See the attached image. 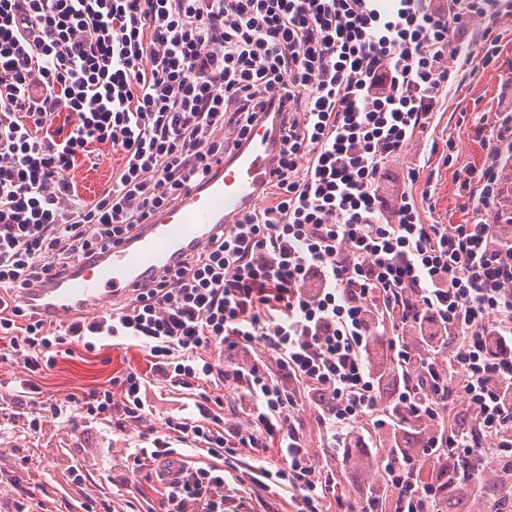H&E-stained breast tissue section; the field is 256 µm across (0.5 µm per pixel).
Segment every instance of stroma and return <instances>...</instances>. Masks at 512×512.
Masks as SVG:
<instances>
[{"mask_svg":"<svg viewBox=\"0 0 512 512\" xmlns=\"http://www.w3.org/2000/svg\"><path fill=\"white\" fill-rule=\"evenodd\" d=\"M497 30L501 36L502 70H486L468 77L452 88L447 101L437 113L433 137L437 142L453 141V160L445 162L442 153L431 156L434 171L430 187L431 210L423 219L429 224H468L473 213L466 209L454 178L456 170L481 165L485 151L479 137L466 133L480 117H493L498 112L501 73H512V18H503ZM97 166L78 164L68 173L75 189L84 197H93L109 180L118 160L108 145L95 148ZM146 352L138 342L128 341L112 347L101 341L95 350L74 347L71 355L57 358L55 364L38 375H30L22 357L12 351L10 340L0 337V407H13L24 379H34L43 398L63 401L83 391L106 387L113 377L130 370L148 371ZM150 411L143 422L125 432L113 431L111 423L102 419L79 421L71 425L65 419L46 420L41 433H31L23 422L0 417V512H12L8 498L9 478H16L36 499L42 500L45 512H81L82 502L95 503L103 512H146L148 503L159 496L158 484L140 480L137 488L127 489L128 471L123 451L143 448L148 430L164 431L167 416L190 404V390L156 381L145 392ZM83 472L81 486L71 484L70 465Z\"/></svg>","mask_w":512,"mask_h":512,"instance_id":"35a3bbf8","label":"stroma"}]
</instances>
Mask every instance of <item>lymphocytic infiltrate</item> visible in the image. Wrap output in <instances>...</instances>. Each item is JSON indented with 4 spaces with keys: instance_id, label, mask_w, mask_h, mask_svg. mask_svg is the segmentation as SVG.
<instances>
[{
    "instance_id": "lymphocytic-infiltrate-1",
    "label": "lymphocytic infiltrate",
    "mask_w": 512,
    "mask_h": 512,
    "mask_svg": "<svg viewBox=\"0 0 512 512\" xmlns=\"http://www.w3.org/2000/svg\"><path fill=\"white\" fill-rule=\"evenodd\" d=\"M509 15L503 0H0V335L33 373L101 340L150 357L149 374L43 404L31 430L69 412L125 430L149 411L152 375L231 385L246 422L204 393L126 451L130 483L144 471L164 488L153 512H224L230 476L237 512L280 493L294 512H512V79L493 134L475 128L482 165L461 172L472 223L424 222L420 157L402 191L383 181L411 146L438 151L437 112L457 78L493 65ZM271 114L267 207L111 312L27 309L23 289L176 206ZM59 116L68 131L44 135ZM95 143L121 163L84 201L64 174ZM339 467L359 471L356 493L338 491ZM299 415L304 422V432L306 434L313 459L315 460L316 465L320 467L324 464V452H326V450L321 447V441L314 423L312 411L306 408L304 411H301Z\"/></svg>"
}]
</instances>
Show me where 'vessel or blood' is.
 Segmentation results:
<instances>
[{
    "label": "vessel or blood",
    "instance_id": "vessel-or-blood-1",
    "mask_svg": "<svg viewBox=\"0 0 512 512\" xmlns=\"http://www.w3.org/2000/svg\"><path fill=\"white\" fill-rule=\"evenodd\" d=\"M278 140V128L256 127L247 146L204 186L184 193L175 209L113 244L96 262L76 263L66 277L25 291L26 303L45 318L63 320L91 308L110 311L113 301L151 287L159 271L202 249L240 211L259 204Z\"/></svg>",
    "mask_w": 512,
    "mask_h": 512
}]
</instances>
